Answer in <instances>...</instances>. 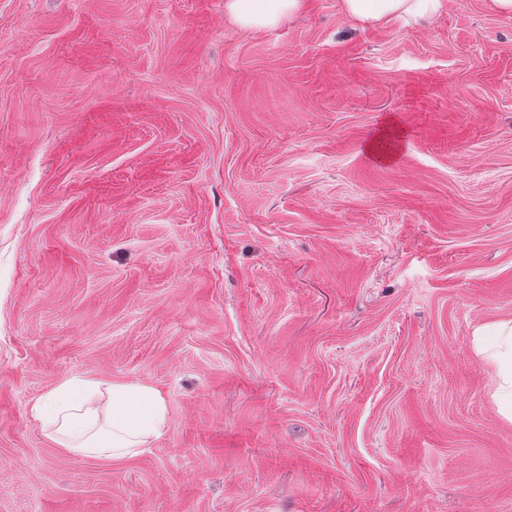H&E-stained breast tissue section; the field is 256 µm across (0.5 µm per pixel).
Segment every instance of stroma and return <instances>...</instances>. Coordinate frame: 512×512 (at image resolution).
<instances>
[{
  "mask_svg": "<svg viewBox=\"0 0 512 512\" xmlns=\"http://www.w3.org/2000/svg\"><path fill=\"white\" fill-rule=\"evenodd\" d=\"M447 2L0 0V512H512V15ZM68 378L167 432L62 452ZM302 6L303 0H227L234 22L253 32L277 26ZM343 13L367 26L390 21L426 22L439 15L447 0H340ZM508 336L504 337V341H506L510 348V353H508L507 357H499L502 353L494 354L493 357L497 360V362L500 365L499 375L503 377L502 384L500 388L503 391L508 390V393L505 396L504 399V405H503V411L504 414L510 419L512 416V405H511V398H512V371H511V365L508 366L509 361L511 362V344H512V331L511 328H509ZM70 378L62 381L31 406L47 438L69 453L98 458H122L137 453L160 438L168 428L164 398L152 386ZM108 405L103 420L97 396Z\"/></svg>",
  "mask_w": 512,
  "mask_h": 512,
  "instance_id": "stroma-1",
  "label": "stroma"
}]
</instances>
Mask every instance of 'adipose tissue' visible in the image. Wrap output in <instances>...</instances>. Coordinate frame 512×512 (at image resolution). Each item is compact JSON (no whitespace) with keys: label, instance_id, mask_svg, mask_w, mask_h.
I'll return each mask as SVG.
<instances>
[{"label":"adipose tissue","instance_id":"obj_1","mask_svg":"<svg viewBox=\"0 0 512 512\" xmlns=\"http://www.w3.org/2000/svg\"><path fill=\"white\" fill-rule=\"evenodd\" d=\"M343 13L373 26L390 21L426 22L439 15L447 0H340ZM303 0H227L234 22L242 29L263 31L297 13ZM106 395V410L96 399ZM47 438L69 453L122 458L148 447L168 428L164 398L152 386L92 379L62 381L31 406Z\"/></svg>","mask_w":512,"mask_h":512}]
</instances>
